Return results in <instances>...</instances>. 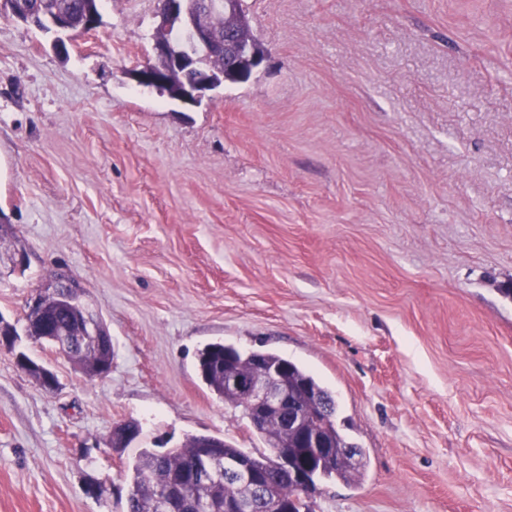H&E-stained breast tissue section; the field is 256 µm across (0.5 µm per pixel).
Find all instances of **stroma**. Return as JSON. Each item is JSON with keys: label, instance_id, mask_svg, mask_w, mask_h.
Segmentation results:
<instances>
[{"label": "stroma", "instance_id": "1", "mask_svg": "<svg viewBox=\"0 0 512 512\" xmlns=\"http://www.w3.org/2000/svg\"><path fill=\"white\" fill-rule=\"evenodd\" d=\"M243 9L263 62L193 106L130 76L156 0H103L64 57L0 15V317L58 380L0 348V512H124L139 452L191 435L266 451L200 376L217 342L335 394L366 474L313 512H512V0ZM57 272L106 377L23 336Z\"/></svg>", "mask_w": 512, "mask_h": 512}]
</instances>
